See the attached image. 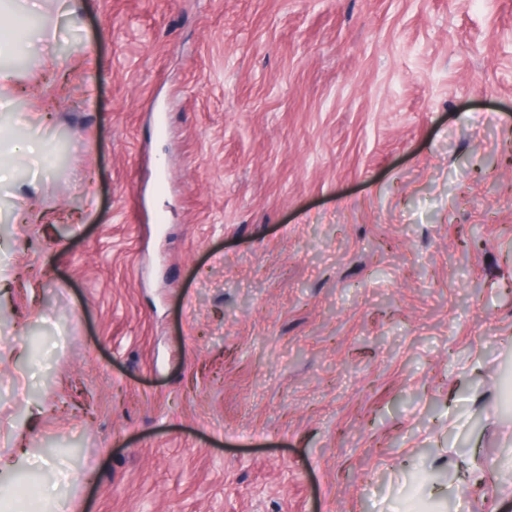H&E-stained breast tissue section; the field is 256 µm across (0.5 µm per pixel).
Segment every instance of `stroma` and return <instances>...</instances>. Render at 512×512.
<instances>
[{"instance_id":"1","label":"stroma","mask_w":512,"mask_h":512,"mask_svg":"<svg viewBox=\"0 0 512 512\" xmlns=\"http://www.w3.org/2000/svg\"><path fill=\"white\" fill-rule=\"evenodd\" d=\"M69 2L0 0V512H502L512 0Z\"/></svg>"}]
</instances>
